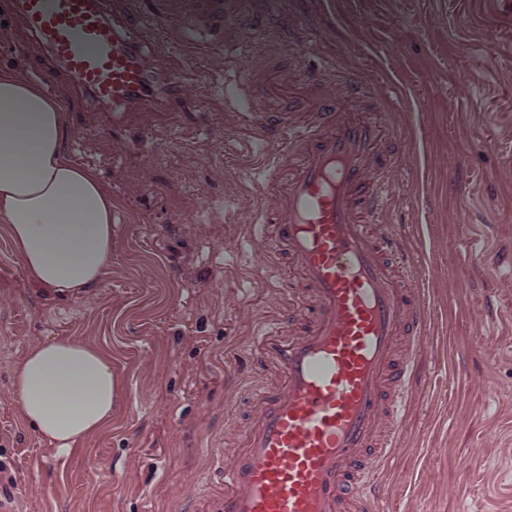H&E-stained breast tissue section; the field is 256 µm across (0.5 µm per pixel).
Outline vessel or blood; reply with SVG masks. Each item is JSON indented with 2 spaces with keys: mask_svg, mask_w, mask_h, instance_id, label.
<instances>
[{
  "mask_svg": "<svg viewBox=\"0 0 512 512\" xmlns=\"http://www.w3.org/2000/svg\"><path fill=\"white\" fill-rule=\"evenodd\" d=\"M245 0H0V47L47 55L23 78L65 90V112H135L167 121L199 108L205 71L232 61L225 89L271 149L259 173L254 243L285 273L280 306L256 336L260 371L276 382L253 397L234 451H211L220 483L188 491V512H371L378 466L395 452L431 314L408 234L386 224L399 183L387 134L368 117L370 77L334 63L283 75L275 54L240 56L224 37L255 23ZM334 20L289 40L332 41ZM156 51H146L145 37ZM205 40V68L183 52Z\"/></svg>",
  "mask_w": 512,
  "mask_h": 512,
  "instance_id": "b4317fda",
  "label": "vessel or blood"
}]
</instances>
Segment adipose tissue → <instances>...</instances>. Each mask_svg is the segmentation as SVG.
I'll return each mask as SVG.
<instances>
[{
	"label": "adipose tissue",
	"instance_id": "obj_1",
	"mask_svg": "<svg viewBox=\"0 0 512 512\" xmlns=\"http://www.w3.org/2000/svg\"><path fill=\"white\" fill-rule=\"evenodd\" d=\"M70 130L42 86L0 67V223L28 280L58 296L97 285L112 261V195L63 143ZM21 413L65 452L112 417V360L85 341L54 336L32 345L13 371Z\"/></svg>",
	"mask_w": 512,
	"mask_h": 512
}]
</instances>
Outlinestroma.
<instances>
[{
  "mask_svg": "<svg viewBox=\"0 0 512 512\" xmlns=\"http://www.w3.org/2000/svg\"><path fill=\"white\" fill-rule=\"evenodd\" d=\"M340 35L283 60L378 69L404 178L387 220L413 235L432 311L400 453L374 512H512V11L503 0H335ZM373 16L370 33L352 18ZM66 154L115 202L112 263L82 296L31 284L0 227V475L7 512H180L212 474L208 446L250 411V345L276 274L250 246L268 162L235 101L208 96L175 125L75 112ZM472 253L458 275L449 256ZM250 309L239 319L236 307ZM73 336L110 353L120 397L104 429L61 454L23 419L12 371ZM471 377L450 387L449 374Z\"/></svg>",
  "mask_w": 512,
  "mask_h": 512,
  "instance_id": "obj_1",
  "label": "stroma"
}]
</instances>
